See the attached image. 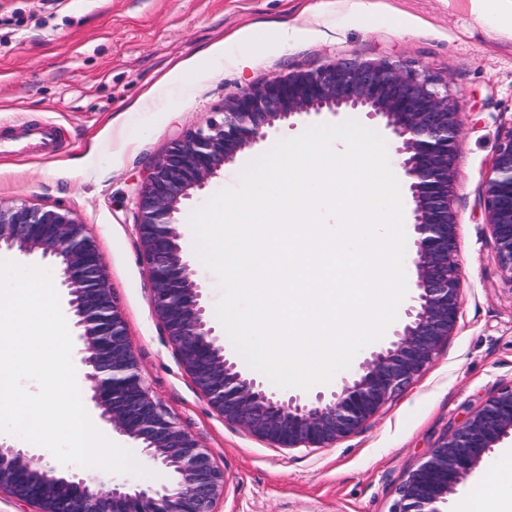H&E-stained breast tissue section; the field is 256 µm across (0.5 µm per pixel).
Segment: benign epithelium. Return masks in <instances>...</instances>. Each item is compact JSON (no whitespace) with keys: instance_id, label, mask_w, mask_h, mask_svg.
<instances>
[{"instance_id":"benign-epithelium-1","label":"benign epithelium","mask_w":512,"mask_h":512,"mask_svg":"<svg viewBox=\"0 0 512 512\" xmlns=\"http://www.w3.org/2000/svg\"><path fill=\"white\" fill-rule=\"evenodd\" d=\"M362 112L378 121L399 159L411 200L415 292L390 339L341 385L313 396L269 391L224 353L181 243L184 201L237 155L302 116ZM464 119L448 80L408 59H335L279 75L224 102L220 119L174 142L149 164L137 190L135 230L164 336L196 389L224 421L277 448H327L358 432L403 394L456 332L464 287L457 215ZM493 261L512 288V123L500 129L484 182ZM51 259L67 290L89 367L90 401L173 479L159 487L60 472L31 448L0 441V493L29 512H214L224 473L145 383L105 259L73 211L25 202L0 205V252ZM512 439V385L448 432L397 488L392 512H447L459 485Z\"/></svg>"}]
</instances>
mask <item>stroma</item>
<instances>
[{"instance_id":"1","label":"stroma","mask_w":512,"mask_h":512,"mask_svg":"<svg viewBox=\"0 0 512 512\" xmlns=\"http://www.w3.org/2000/svg\"><path fill=\"white\" fill-rule=\"evenodd\" d=\"M482 14L480 0H0V130L51 124L58 135L50 154H0V203L70 208L96 241L151 394L224 472L215 512H390L408 472L512 384V288L492 260L482 203L498 132L512 122V26ZM276 27L295 39L273 43ZM353 57L417 61L461 96V317L433 363L359 432L330 448H276L224 422L168 343L134 229L136 187L225 98ZM307 126L279 125L240 153L185 202L181 224Z\"/></svg>"}]
</instances>
